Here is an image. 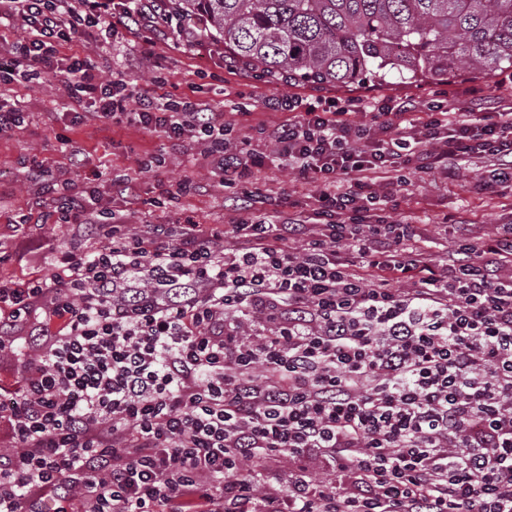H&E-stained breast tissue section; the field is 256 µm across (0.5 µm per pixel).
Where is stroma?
Returning a JSON list of instances; mask_svg holds the SVG:
<instances>
[{"instance_id": "1", "label": "stroma", "mask_w": 512, "mask_h": 512, "mask_svg": "<svg viewBox=\"0 0 512 512\" xmlns=\"http://www.w3.org/2000/svg\"><path fill=\"white\" fill-rule=\"evenodd\" d=\"M136 15L130 26L111 31L80 26L61 57L85 59L101 81L120 80L154 97L191 101L223 113L237 135L249 127L272 126L287 120L284 112L265 107L268 95L282 92L309 102L319 89L308 85L270 83L254 72L229 66L224 42L212 36L204 18L182 21L172 0H112V12ZM334 96L351 101L361 111H373L377 102L401 99L414 102L417 114L440 101L453 112H499L512 104V84L482 80L387 86L365 84L337 88ZM0 106L23 114L20 130L0 135V280L49 275L56 264V246L79 239L94 249L97 238L86 226L28 223L16 227L20 215L48 212L50 196L39 194L30 176L45 168L76 187H98L100 206L127 218L130 226L143 223L198 222L223 232L225 252H235L238 239L231 226L239 218L247 193L286 197L284 213L296 215L315 208L314 189L277 164H268L257 180L245 185H223L210 167L200 165V143L189 138L169 140L135 123L114 125L90 114L88 103L73 101L48 66L36 69L33 79L0 84ZM491 168L482 157H466L458 164L456 180L429 171L409 176L407 191L395 195L385 213L420 227L434 263H442L446 248L469 225L473 235L496 232L512 225V190L502 195H480L471 185ZM131 180L132 189L112 187L113 179ZM193 179L196 190L169 199L179 182Z\"/></svg>"}]
</instances>
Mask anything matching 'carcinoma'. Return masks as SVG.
I'll use <instances>...</instances> for the list:
<instances>
[{"label": "carcinoma", "instance_id": "1", "mask_svg": "<svg viewBox=\"0 0 512 512\" xmlns=\"http://www.w3.org/2000/svg\"><path fill=\"white\" fill-rule=\"evenodd\" d=\"M271 82L318 88L493 79L512 70V0H176Z\"/></svg>", "mask_w": 512, "mask_h": 512}]
</instances>
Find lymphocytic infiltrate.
<instances>
[{"instance_id":"obj_1","label":"lymphocytic infiltrate","mask_w":512,"mask_h":512,"mask_svg":"<svg viewBox=\"0 0 512 512\" xmlns=\"http://www.w3.org/2000/svg\"><path fill=\"white\" fill-rule=\"evenodd\" d=\"M29 22L0 62L51 64L77 25L111 24V0H10ZM97 118L189 137L224 185L268 157L317 189L321 223L241 216L240 242L199 224L129 230L116 215L89 251L61 247L47 277L0 281V353L34 351L0 429V512H512V226L461 232L433 264L419 227L379 218L407 170L455 179L466 155L499 166L474 189L512 183V113L486 122L441 108L405 123L413 104L274 94L287 122L239 148L223 113L99 83L87 63L54 65ZM139 109L127 111L128 99ZM52 218L84 223L94 190L40 170ZM307 236L303 254L290 237ZM361 270H354L353 261ZM264 322L263 334L244 328ZM262 370L263 382L253 373ZM284 459L270 486L260 469Z\"/></svg>"}]
</instances>
